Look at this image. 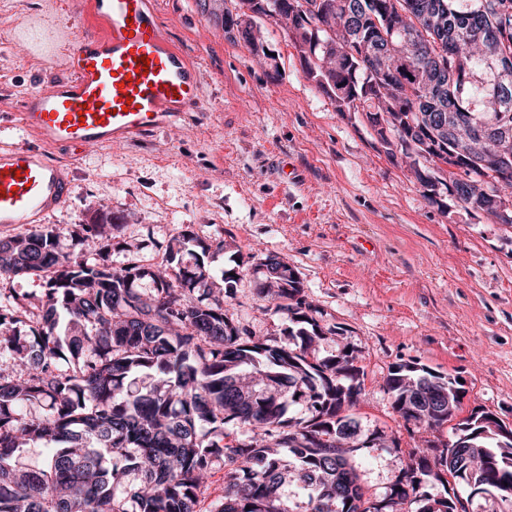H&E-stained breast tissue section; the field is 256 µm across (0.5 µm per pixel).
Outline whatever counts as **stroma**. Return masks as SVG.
Wrapping results in <instances>:
<instances>
[{
	"mask_svg": "<svg viewBox=\"0 0 512 512\" xmlns=\"http://www.w3.org/2000/svg\"><path fill=\"white\" fill-rule=\"evenodd\" d=\"M165 31L199 65L204 109L163 132L71 160L67 202L47 219L62 241L98 207L117 217L121 241L161 261L192 226L229 250L212 267L242 263L231 311L255 336L284 339L286 313L259 309L250 268L278 256L298 275L325 331L320 356L350 348L362 393L350 410L362 435L384 432L398 453L371 446L356 458L369 496L385 495L400 462L425 447L406 427L384 382L415 363L459 378L462 415L483 410L512 427V224L464 209L454 197L429 204L401 157L389 156L362 113L337 111L304 73L291 39L259 24L279 52L270 77L243 41L230 40L197 0H158ZM50 24L51 0H0V35L20 17ZM49 75L26 41L0 56V141L32 143L9 115Z\"/></svg>",
	"mask_w": 512,
	"mask_h": 512,
	"instance_id": "1",
	"label": "stroma"
}]
</instances>
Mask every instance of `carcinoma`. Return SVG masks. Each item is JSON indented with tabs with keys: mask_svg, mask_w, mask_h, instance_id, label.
<instances>
[{
	"mask_svg": "<svg viewBox=\"0 0 512 512\" xmlns=\"http://www.w3.org/2000/svg\"><path fill=\"white\" fill-rule=\"evenodd\" d=\"M234 0L212 11L224 33L266 53L256 19L270 17L299 52L307 77L336 102L365 114L412 159L422 196L448 194L491 213L512 190V139L486 148L487 124L512 127V0ZM494 29L490 43L457 54V43ZM423 59L371 82L406 43ZM453 72V89H428ZM112 213L96 211L65 247L47 225L0 240V282L40 276L37 301L0 291V512H196L215 470L227 471L219 512H291L285 488L307 490L305 512H410L424 486L443 482L446 459H412L379 500L364 498L352 460L357 426L344 407L360 395L347 352L320 358L324 339L295 271L274 255L252 267L257 295L291 317L288 342L257 339L229 317L241 273L212 270L207 243L183 230L162 261L116 269ZM193 243L201 252L183 253ZM407 424L438 432L460 409L456 379L395 366L385 381ZM293 416H288V413ZM474 437L458 450L493 475L487 490L512 498L509 435L465 418ZM38 448L36 467L20 462Z\"/></svg>",
	"mask_w": 512,
	"mask_h": 512,
	"instance_id": "cac0c4a2",
	"label": "carcinoma"
}]
</instances>
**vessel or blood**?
I'll return each mask as SVG.
<instances>
[{"instance_id":"b4317fda","label":"vessel or blood","mask_w":512,"mask_h":512,"mask_svg":"<svg viewBox=\"0 0 512 512\" xmlns=\"http://www.w3.org/2000/svg\"><path fill=\"white\" fill-rule=\"evenodd\" d=\"M83 25L50 54L62 75L19 101L13 120L36 143H0V227L43 224L71 190V172L50 156H74L167 129L203 105L195 62L166 34L156 0H81Z\"/></svg>"}]
</instances>
